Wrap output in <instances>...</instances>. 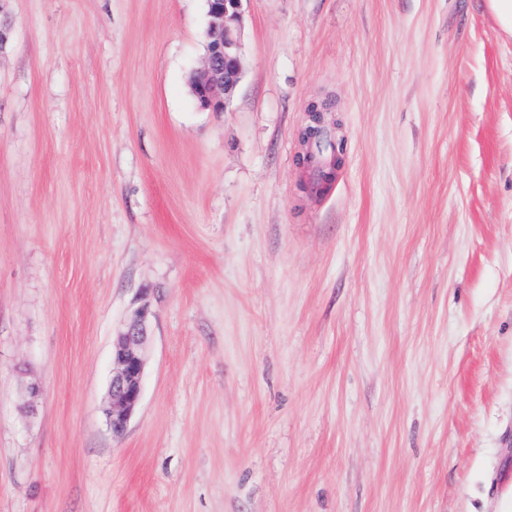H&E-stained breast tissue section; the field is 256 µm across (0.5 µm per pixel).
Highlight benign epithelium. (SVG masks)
<instances>
[{
	"label": "benign epithelium",
	"mask_w": 512,
	"mask_h": 512,
	"mask_svg": "<svg viewBox=\"0 0 512 512\" xmlns=\"http://www.w3.org/2000/svg\"><path fill=\"white\" fill-rule=\"evenodd\" d=\"M244 0H206L209 42L202 66L193 76L196 102L210 112H223L241 78ZM148 305L136 308L129 324L112 343V378L105 416L112 435L122 437L140 405L146 364Z\"/></svg>",
	"instance_id": "obj_1"
}]
</instances>
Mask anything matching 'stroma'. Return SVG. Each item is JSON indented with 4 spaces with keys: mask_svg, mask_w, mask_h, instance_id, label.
<instances>
[{
    "mask_svg": "<svg viewBox=\"0 0 512 512\" xmlns=\"http://www.w3.org/2000/svg\"><path fill=\"white\" fill-rule=\"evenodd\" d=\"M5 11L0 512H512V37L486 0H248L222 112L190 93L205 0ZM321 100L343 163L316 195ZM316 108L314 110H310L308 108V113H309V117H310V121H311V125H309L305 132L303 133V140H302V145H303V152L300 153L297 157V160L299 159V156L300 155H304L303 157L307 156L312 148V145H313V138L312 136H307V131L308 133H314L316 131V129H318L320 127V125H323L325 123V113H328L329 110H330V104L329 103H324L321 107H319L316 103ZM149 308H136L129 324L112 343V378L108 388L105 416L112 435L121 438L140 405L146 364L147 318Z\"/></svg>",
    "mask_w": 512,
    "mask_h": 512,
    "instance_id": "obj_1",
    "label": "stroma"
}]
</instances>
